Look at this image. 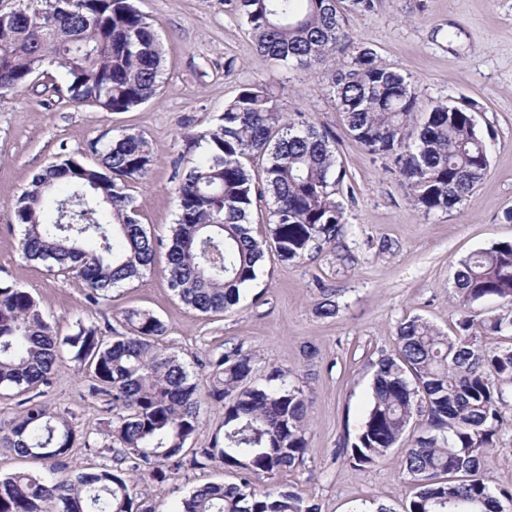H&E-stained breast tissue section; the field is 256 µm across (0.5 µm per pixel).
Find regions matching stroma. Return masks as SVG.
<instances>
[{"label":"stroma","mask_w":512,"mask_h":512,"mask_svg":"<svg viewBox=\"0 0 512 512\" xmlns=\"http://www.w3.org/2000/svg\"><path fill=\"white\" fill-rule=\"evenodd\" d=\"M133 4L160 43L163 84L156 97L127 112H106L58 97L47 76L0 91V283L30 292L63 336L79 321L120 331L126 312L153 314L167 328L159 348L178 355L204 391L210 385L205 361L236 344L253 357L254 383H263L275 367L297 373L308 402L307 452L303 464L280 472L277 482L301 491L319 512H375L381 503L402 512L411 488L400 450L360 469L341 449L360 431L375 364L395 354L404 320L419 316L454 336L466 315L483 345L512 342V335L484 329L499 311L496 300L462 311L454 291L459 259L512 240L506 219L512 211V0H378L374 12L346 15V32L409 77L422 109L473 103L479 127L491 133L490 165L473 194L450 210L430 213L412 202L384 160L348 136L328 88V75L344 51L320 65L287 67L257 51L246 24L226 11L224 0ZM248 82L261 84L287 117L303 113L335 136L337 163L347 171L338 195L345 224L335 244L294 261L268 250L237 309L207 315L175 295L161 251L141 279L113 288L110 301L93 309L80 278L23 259L14 204L34 174L64 155L94 164L97 150L126 132L142 135L154 157L129 193L147 232L168 240L184 159L200 155L197 136L218 125L225 105ZM326 295L336 304L335 316L316 312ZM87 386L67 362L42 397L89 434L63 459L69 471H94L108 461L98 430L112 414ZM499 411L502 423L487 475L493 486L512 491L511 391ZM236 479L216 464L190 470L164 486L144 487L143 506L176 512L192 489Z\"/></svg>","instance_id":"stroma-1"}]
</instances>
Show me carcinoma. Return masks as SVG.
<instances>
[{
  "label": "carcinoma",
  "instance_id": "1",
  "mask_svg": "<svg viewBox=\"0 0 512 512\" xmlns=\"http://www.w3.org/2000/svg\"><path fill=\"white\" fill-rule=\"evenodd\" d=\"M0 19V89L23 86L48 69L53 90L75 103L127 112L156 95L162 78L155 31L132 0H58ZM344 0H224L243 18L256 49L285 66L311 67L336 54L345 38ZM349 53L330 76V92L348 135L390 162L400 185L425 212L466 200L485 175L487 140L471 103L422 113L413 85L369 47ZM218 128L201 137L204 153L186 160L177 189L178 219L167 250L169 284L202 314L227 312L256 279L268 239L253 235L251 216L267 200L278 255L296 260L336 240L344 209L336 200L346 172L336 171V140L304 118L287 121L257 83L240 87ZM267 157L264 178L248 166ZM145 139L114 138L84 165L59 159L36 174L17 198L22 255L58 274L74 273L96 307L112 289L140 278L158 244L148 235L128 193L150 170ZM454 288L464 303L501 302L487 329L512 332V240L492 243L458 261ZM130 331L105 336L76 322L61 336L28 291L0 285V386L33 389L21 414L0 424V447L56 463L80 434L61 411L39 397L64 362L85 370L88 392L105 399L115 417L103 433L110 464L95 472H63L50 481L28 473L0 478V512H140L138 485H162L189 469L220 464L236 483L205 484L176 512H319L302 493L275 481L303 463L308 406L291 373L274 368L266 384L251 383L252 357L235 345L208 359L211 384L202 392L185 365L162 351L160 319L126 314ZM441 333L415 316L397 329L398 351L375 364L370 407L350 447L362 468L404 449L403 471L413 491L404 512H502L512 492L492 487L481 467L496 445L498 404L512 388V345L487 347L470 334ZM224 406V422L205 448L186 449L206 402Z\"/></svg>",
  "mask_w": 512,
  "mask_h": 512
}]
</instances>
